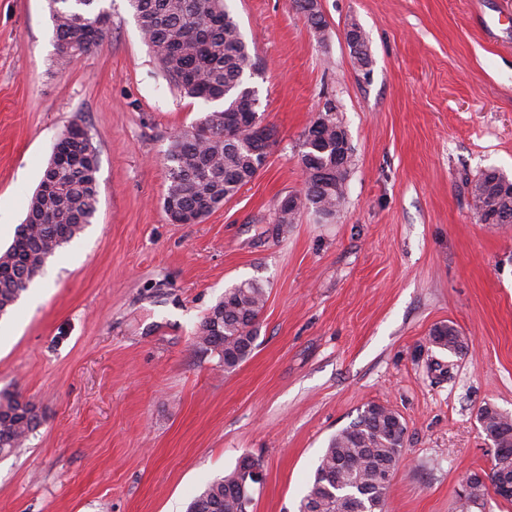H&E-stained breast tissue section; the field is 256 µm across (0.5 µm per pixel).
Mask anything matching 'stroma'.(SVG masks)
Wrapping results in <instances>:
<instances>
[{
	"instance_id": "35a3bbf8",
	"label": "stroma",
	"mask_w": 512,
	"mask_h": 512,
	"mask_svg": "<svg viewBox=\"0 0 512 512\" xmlns=\"http://www.w3.org/2000/svg\"><path fill=\"white\" fill-rule=\"evenodd\" d=\"M226 2L278 147L204 222L173 224L164 154L209 104L169 84L127 0H101L105 40L64 70L48 0H0V253L63 130L82 120L99 150L93 223L0 317V388L41 418L0 458V512H186L246 453L265 475L252 512H298L371 402L407 426L386 512H459L491 468L479 409L512 415V227L481 223L470 196L483 171L512 177V0H318L320 36L289 0ZM328 101L354 149L346 206L278 223ZM245 280L267 301L228 372L195 330ZM443 321L462 352L431 346Z\"/></svg>"
}]
</instances>
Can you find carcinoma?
Listing matches in <instances>:
<instances>
[{
  "label": "carcinoma",
  "mask_w": 512,
  "mask_h": 512,
  "mask_svg": "<svg viewBox=\"0 0 512 512\" xmlns=\"http://www.w3.org/2000/svg\"><path fill=\"white\" fill-rule=\"evenodd\" d=\"M303 1L312 9L307 23L322 31L327 22L318 0H291V7L300 11ZM99 2L48 0L58 66L67 67L102 42L109 14ZM128 4L144 42L173 87L188 97L221 103L175 134L164 155L167 186L162 206L168 220L179 222L190 215L192 223L199 224L251 182L261 164L255 153V101L239 102L246 90V74L259 72L260 63L225 0H128ZM346 35L353 36L359 46L355 55L359 65H368L364 33L352 29ZM342 128L332 106L309 125L301 155L304 189L282 200L290 220L305 210L330 220L344 206L353 148H348L347 159L336 160ZM58 141L67 144L80 162L60 174L54 159H49L28 202L25 222L0 254V316L16 303L46 259L78 236L97 211L99 153L92 137L74 120ZM470 193L481 221L512 224V180L507 175L487 170L471 182ZM265 303L266 290L258 283L242 282L225 289L213 306L224 310V335L216 339L198 334L197 343L216 352L224 370L236 369L255 349ZM429 341L453 353L463 349L459 331L447 323L434 326ZM29 406L18 391L0 389V453L20 447L38 427L39 414ZM481 413L485 430L495 433L497 445L505 449L489 479L512 484V416L489 403ZM406 431L393 410L376 403L364 406L354 421L330 438L298 512H385L389 485L380 482V475L397 470ZM240 474L237 465L208 483L187 512H238L235 487Z\"/></svg>",
  "instance_id": "cac0c4a2"
}]
</instances>
